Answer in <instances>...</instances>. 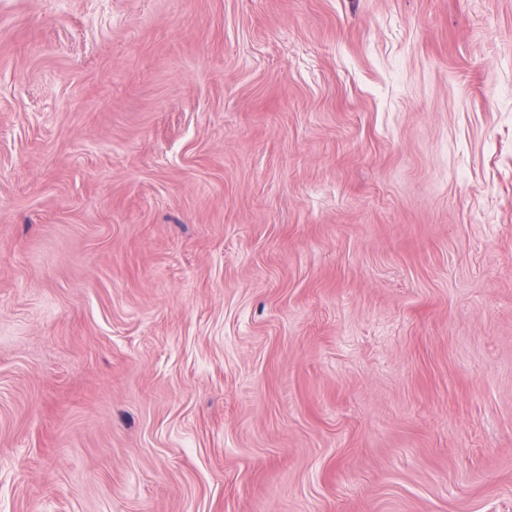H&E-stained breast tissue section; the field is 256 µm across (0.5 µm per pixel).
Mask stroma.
<instances>
[{
    "label": "stroma",
    "instance_id": "stroma-1",
    "mask_svg": "<svg viewBox=\"0 0 512 512\" xmlns=\"http://www.w3.org/2000/svg\"><path fill=\"white\" fill-rule=\"evenodd\" d=\"M0 512H512V0H0Z\"/></svg>",
    "mask_w": 512,
    "mask_h": 512
}]
</instances>
